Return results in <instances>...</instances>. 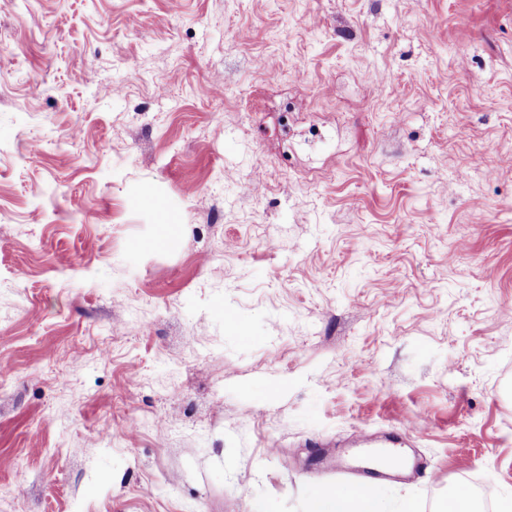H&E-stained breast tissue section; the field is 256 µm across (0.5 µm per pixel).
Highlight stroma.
<instances>
[{"label": "stroma", "instance_id": "stroma-1", "mask_svg": "<svg viewBox=\"0 0 512 512\" xmlns=\"http://www.w3.org/2000/svg\"><path fill=\"white\" fill-rule=\"evenodd\" d=\"M510 155L512 0H0V512L501 508ZM309 512H385L373 494L351 491H336L316 494L310 502Z\"/></svg>", "mask_w": 512, "mask_h": 512}]
</instances>
